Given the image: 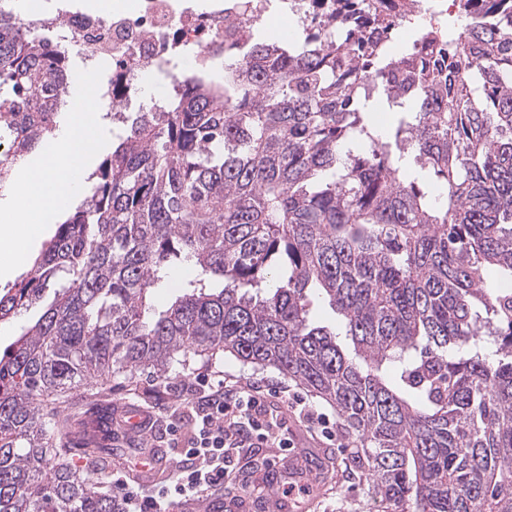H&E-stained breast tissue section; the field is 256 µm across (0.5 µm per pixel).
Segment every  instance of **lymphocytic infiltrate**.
I'll use <instances>...</instances> for the list:
<instances>
[{
	"instance_id": "obj_1",
	"label": "lymphocytic infiltrate",
	"mask_w": 512,
	"mask_h": 512,
	"mask_svg": "<svg viewBox=\"0 0 512 512\" xmlns=\"http://www.w3.org/2000/svg\"><path fill=\"white\" fill-rule=\"evenodd\" d=\"M180 405L190 413L193 428L179 450L183 464L174 479L165 484L128 488L122 472L112 475L123 512H166L170 504L199 499L222 490L234 452L251 447L259 440L285 451L295 446L294 434L284 419L264 405L271 395L299 409L304 418L317 425L326 440L336 436V424L330 417L300 397L289 396L278 383L259 387L251 381L227 384L215 372L197 373L193 380L176 385ZM303 471L287 463H270L256 487L254 506H262L267 497H278L285 512H293L297 498L306 494L301 483Z\"/></svg>"
}]
</instances>
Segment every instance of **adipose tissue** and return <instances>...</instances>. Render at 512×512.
Segmentation results:
<instances>
[{
  "mask_svg": "<svg viewBox=\"0 0 512 512\" xmlns=\"http://www.w3.org/2000/svg\"><path fill=\"white\" fill-rule=\"evenodd\" d=\"M72 110L41 158L17 174L14 193L0 199V280L11 277L28 262L29 246L46 225L55 223L79 191L72 171L99 150L85 129L93 115L89 89H76Z\"/></svg>",
  "mask_w": 512,
  "mask_h": 512,
  "instance_id": "adipose-tissue-1",
  "label": "adipose tissue"
}]
</instances>
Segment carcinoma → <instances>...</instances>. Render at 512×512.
Segmentation results:
<instances>
[{
  "label": "carcinoma",
  "instance_id": "carcinoma-1",
  "mask_svg": "<svg viewBox=\"0 0 512 512\" xmlns=\"http://www.w3.org/2000/svg\"><path fill=\"white\" fill-rule=\"evenodd\" d=\"M336 2L307 25L353 39L253 35L224 83L112 118L82 200L0 294V324L42 305L0 352V512H120L105 386L218 351L330 403L379 512H512V0H459L469 22L420 26L403 58L400 23ZM52 37L0 7V144L21 158L69 89ZM312 289L337 324L310 320Z\"/></svg>",
  "mask_w": 512,
  "mask_h": 512
}]
</instances>
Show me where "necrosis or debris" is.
Returning a JSON list of instances; mask_svg holds the SVG:
<instances>
[{
  "label": "necrosis or debris",
  "mask_w": 512,
  "mask_h": 512,
  "mask_svg": "<svg viewBox=\"0 0 512 512\" xmlns=\"http://www.w3.org/2000/svg\"><path fill=\"white\" fill-rule=\"evenodd\" d=\"M51 0H25L19 21L38 31L43 22L57 29V51L80 58L86 73L97 79L100 110L112 115L116 107L111 88L100 78H120L123 93L146 80L161 78L171 86L183 72L223 65L224 49L246 41L251 26L265 23L271 0H217L213 10L197 12L179 0H138L134 10L103 14L51 10ZM393 20L424 14L436 30L448 27L458 9L456 0H379Z\"/></svg>",
  "instance_id": "necrosis-or-debris-1"
}]
</instances>
